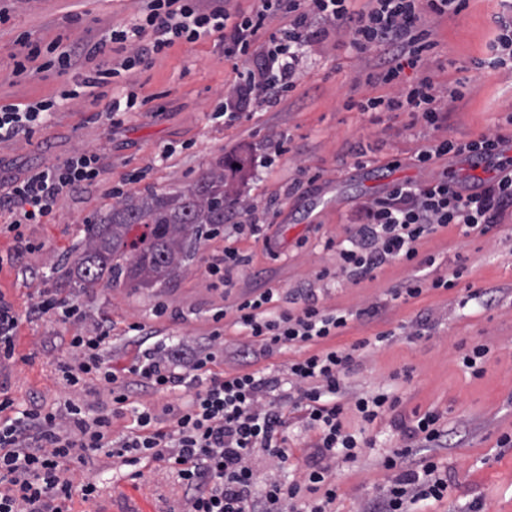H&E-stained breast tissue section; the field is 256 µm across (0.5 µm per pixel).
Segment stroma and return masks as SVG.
Instances as JSON below:
<instances>
[{
	"mask_svg": "<svg viewBox=\"0 0 512 512\" xmlns=\"http://www.w3.org/2000/svg\"><path fill=\"white\" fill-rule=\"evenodd\" d=\"M143 0H0L8 22L0 25V107L20 108L55 99L54 116L31 137L0 140V192L31 172L93 152L100 157L94 182L62 195L48 223L30 224L27 238L35 251L18 265L0 267V292L18 309H27L39 291L78 304L80 317L66 323L49 319L23 322L17 339V359L0 366V392L20 405L36 402L58 407L66 399L93 406L108 403L103 382L87 378L80 389L66 388L59 366L71 358L69 342L108 328L112 343L105 356L114 370L130 367L138 347L127 330L142 322L155 329L153 344L174 340L201 349L213 329L212 316L224 311V356L215 372L231 375L244 367L263 373H285L302 347H284L263 355L258 343L233 325L230 317L241 297L262 285L292 295L308 292L332 309L357 310L376 304L373 322H351L333 339L336 347L355 348L346 379L347 397L394 392L400 403L366 436L356 462L336 468L335 512H364L368 502L388 486L378 462L387 452L408 446L400 421L415 414H442L448 434L441 447H420L446 470L447 500L424 501L421 512H512V447H498L503 433H512V216L504 215L491 232L468 237L441 228L421 240L419 258L411 264L384 267L377 279L355 284L336 277V252L348 246L358 227V205L380 197L401 181L425 182L440 174L474 185L493 177L496 159L456 157L430 167L416 155L436 135L459 139L480 137L498 124L512 137V70L484 69L475 73L473 60L486 57L503 11L500 0H470L456 16L432 21L437 47L424 67L406 69L414 82L432 76L441 90L463 87V99L448 103L440 130L417 121L408 112L374 116L352 109V102L394 93L391 85L369 82L376 55H361L346 38L329 33L309 43L300 63L296 89L273 105L251 104L247 116L226 123L213 119L233 94L237 76L224 58V43L215 36L196 43H176L165 55L131 74L112 78L94 94L64 101L63 90L78 75L96 67L86 58L68 74L49 64L53 42L76 44L87 30L103 33L132 22ZM40 47L41 79L14 74L16 58L29 47ZM134 87L138 104L121 115L118 124L104 110L125 87ZM249 146L250 168L241 192L254 216L267 218L275 242L266 249L247 234H219L202 240L194 262L169 283L155 288L79 287L67 276L85 237V224L106 215L117 197L139 195L146 188L172 192L194 185L216 162L240 146ZM283 146L271 166L263 160ZM367 162L357 165L358 153ZM233 247L244 263L230 286H214L205 274L208 258ZM435 258L428 267L426 258ZM464 262L466 270L452 290H428L409 303L392 300L390 288L413 276H433ZM327 278H320V271ZM477 290L464 300V288ZM166 303L179 319L158 318L154 308ZM389 341L370 350L360 341L379 332ZM481 340L490 348L486 372L473 377L458 360L460 347ZM91 470L75 469V481L92 473L99 494L75 501L74 512H182L183 490L170 471L159 465L132 481L113 468L111 458L97 453Z\"/></svg>",
	"mask_w": 512,
	"mask_h": 512,
	"instance_id": "35a3bbf8",
	"label": "stroma"
}]
</instances>
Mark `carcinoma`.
<instances>
[{"label": "carcinoma", "mask_w": 512, "mask_h": 512, "mask_svg": "<svg viewBox=\"0 0 512 512\" xmlns=\"http://www.w3.org/2000/svg\"><path fill=\"white\" fill-rule=\"evenodd\" d=\"M247 152L222 157L192 187L174 193L129 196L86 224L85 244L68 275L84 288H153L178 275L210 231L242 212L234 187L243 178Z\"/></svg>", "instance_id": "cac0c4a2"}]
</instances>
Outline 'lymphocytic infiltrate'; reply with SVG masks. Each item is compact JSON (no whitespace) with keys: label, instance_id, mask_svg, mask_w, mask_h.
Returning a JSON list of instances; mask_svg holds the SVG:
<instances>
[{"label":"lymphocytic infiltrate","instance_id":"lymphocytic-infiltrate-1","mask_svg":"<svg viewBox=\"0 0 512 512\" xmlns=\"http://www.w3.org/2000/svg\"><path fill=\"white\" fill-rule=\"evenodd\" d=\"M356 0H255L250 10L233 11L226 0H146L133 23L120 25L86 44L83 53L61 47L60 70L77 64L81 56L105 54L118 45L126 55L118 67L100 63L86 75L84 87L96 88L116 76L148 64L152 56L177 41L195 43L218 36L224 58L237 72V101L225 121L237 119L251 103H273L295 90L299 61L313 29L328 24L345 36L357 53H373L380 61L374 79L397 81L405 68L423 66L437 44L425 20L457 15L468 0H369L366 8ZM460 89L441 94L438 85L423 77L416 84L386 96L358 102L362 112H410L427 126L440 127L445 100H457ZM55 103L42 100L26 108L0 109V139L31 134L50 114ZM503 140L500 126L472 140L442 137L421 149L416 160L429 165L445 157L493 156ZM99 175V158L82 152L36 170L0 197V230L10 233L15 251L7 255L19 262L33 248L23 228L41 224L58 198ZM512 208V168L464 190L447 175L423 183L399 182L381 197L357 209L360 230L351 247L340 249L337 270L352 282L374 279L377 270L395 261L413 262L419 241L436 229L456 226L462 236L487 234ZM279 289L261 287L242 298L235 308V325L259 342L263 350L297 344L327 342L317 353L292 360L287 380L258 370L243 369L231 376L211 370L218 348L192 352L173 344L149 346L145 324L132 323L147 347L129 367L128 379H119L105 360L109 330L93 336H76L70 342L71 359L60 365L69 388L84 376L96 375L108 387L111 407L95 411L76 400L54 409L31 403L13 414L14 401L0 399V512H72L75 499L90 501L98 494L94 478L74 483L71 463L88 464L100 451L131 467V479L144 475L146 466L164 464L184 491L185 512H332L336 501V464L358 457L359 441L344 423L354 411L362 425H373L395 411L397 396L379 393L353 398L344 404L345 378L354 361L352 350L333 346L332 340L351 322L370 319L374 311L330 309L305 299L300 309L281 304ZM76 305L65 304L48 292L26 310L0 293V365L16 356L19 326L23 321L66 320L76 315ZM297 386L293 411L314 434V454L300 469L297 480L284 483L256 465V451L279 462L289 458L282 430L288 422L271 395L282 382ZM155 393L185 387L186 401L164 405L162 410L131 406L133 387ZM131 417L122 436L112 434L114 420ZM386 492L371 502L368 512H412L427 500L443 501L450 486L434 457L415 458L403 448L385 456Z\"/></svg>","mask_w":512,"mask_h":512}]
</instances>
